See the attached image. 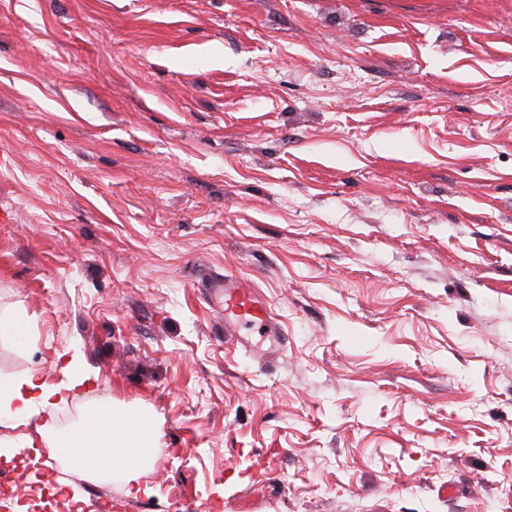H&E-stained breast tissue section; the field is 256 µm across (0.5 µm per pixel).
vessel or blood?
<instances>
[{"label": "vessel or blood", "instance_id": "b4317fda", "mask_svg": "<svg viewBox=\"0 0 512 512\" xmlns=\"http://www.w3.org/2000/svg\"><path fill=\"white\" fill-rule=\"evenodd\" d=\"M217 296L224 307L225 339H233L244 330L278 338L280 331L270 309L250 282L233 274L225 275Z\"/></svg>", "mask_w": 512, "mask_h": 512}]
</instances>
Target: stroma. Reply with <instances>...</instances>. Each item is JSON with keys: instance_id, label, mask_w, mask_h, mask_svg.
Here are the masks:
<instances>
[{"instance_id": "obj_1", "label": "stroma", "mask_w": 512, "mask_h": 512, "mask_svg": "<svg viewBox=\"0 0 512 512\" xmlns=\"http://www.w3.org/2000/svg\"><path fill=\"white\" fill-rule=\"evenodd\" d=\"M250 280L285 341L224 340ZM0 375L96 376L148 495L80 512H512V0H0ZM31 326L22 312L10 310L0 312V339L1 341L14 340L20 336H26Z\"/></svg>"}]
</instances>
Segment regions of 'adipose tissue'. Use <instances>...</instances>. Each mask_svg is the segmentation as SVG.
<instances>
[{"label": "adipose tissue", "instance_id": "ef3b65f1", "mask_svg": "<svg viewBox=\"0 0 512 512\" xmlns=\"http://www.w3.org/2000/svg\"><path fill=\"white\" fill-rule=\"evenodd\" d=\"M59 371L55 383L32 373L0 377V419L17 427L27 425L48 405L67 403L91 379L75 355ZM40 434L52 456L78 462L91 479L108 481L118 472L125 478L128 495L148 492L157 446L156 423L149 414L102 406L87 411L69 429L46 425Z\"/></svg>", "mask_w": 512, "mask_h": 512}]
</instances>
